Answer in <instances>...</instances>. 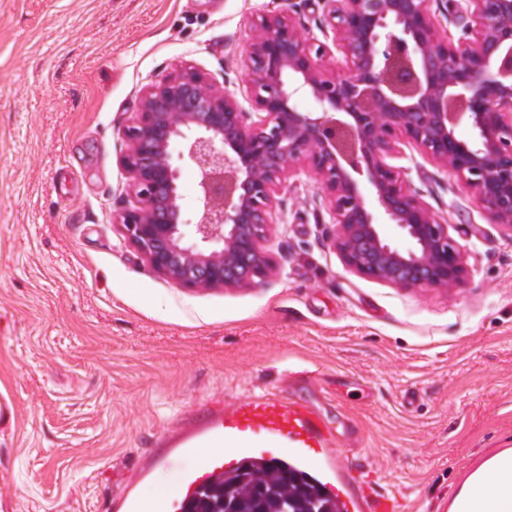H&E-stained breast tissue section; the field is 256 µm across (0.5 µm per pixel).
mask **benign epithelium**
Instances as JSON below:
<instances>
[{
    "label": "benign epithelium",
    "instance_id": "1",
    "mask_svg": "<svg viewBox=\"0 0 512 512\" xmlns=\"http://www.w3.org/2000/svg\"><path fill=\"white\" fill-rule=\"evenodd\" d=\"M431 0H335L332 44L283 15H258L243 60L258 117L192 66L148 86L122 163L136 205L117 219L149 267L182 288L254 285L274 269L267 249L277 194L297 169L327 197L332 247L357 274L396 288L451 292L462 245L386 161L401 137L464 180L490 220L512 232V0H464L463 36L441 35ZM336 49L344 66L328 70ZM318 108L302 112L297 102ZM474 135L463 140L456 122ZM178 159L199 169L203 209L179 203ZM407 240L387 242L356 176Z\"/></svg>",
    "mask_w": 512,
    "mask_h": 512
}]
</instances>
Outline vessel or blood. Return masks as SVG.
Instances as JSON below:
<instances>
[{
    "label": "vessel or blood",
    "instance_id": "b4317fda",
    "mask_svg": "<svg viewBox=\"0 0 512 512\" xmlns=\"http://www.w3.org/2000/svg\"><path fill=\"white\" fill-rule=\"evenodd\" d=\"M258 437L285 443L294 457L306 464L316 455L330 454L335 435L307 403L275 394L241 402L219 414L211 427L183 440L181 450L195 456V464L180 474L177 492L163 497L155 512H180L184 500L226 467L224 444L236 441L249 444ZM203 447L208 450L204 456L199 453ZM325 480L327 487L337 494L344 512H399L398 491L381 485L372 475L363 474L356 481L340 482L329 471Z\"/></svg>",
    "mask_w": 512,
    "mask_h": 512
}]
</instances>
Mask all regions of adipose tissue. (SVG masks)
Segmentation results:
<instances>
[{
  "label": "adipose tissue",
  "instance_id": "obj_1",
  "mask_svg": "<svg viewBox=\"0 0 512 512\" xmlns=\"http://www.w3.org/2000/svg\"><path fill=\"white\" fill-rule=\"evenodd\" d=\"M448 512H512V448L491 454L468 474Z\"/></svg>",
  "mask_w": 512,
  "mask_h": 512
}]
</instances>
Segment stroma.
Here are the masks:
<instances>
[{"mask_svg":"<svg viewBox=\"0 0 512 512\" xmlns=\"http://www.w3.org/2000/svg\"><path fill=\"white\" fill-rule=\"evenodd\" d=\"M323 38V0H0V512H115L209 419L274 393L343 424L403 512H448L512 447V233L406 139L387 161L464 247L454 293L350 271L308 172L278 196L275 270L189 290L124 239L145 88L194 66L255 109V13Z\"/></svg>","mask_w":512,"mask_h":512,"instance_id":"obj_1","label":"stroma"}]
</instances>
